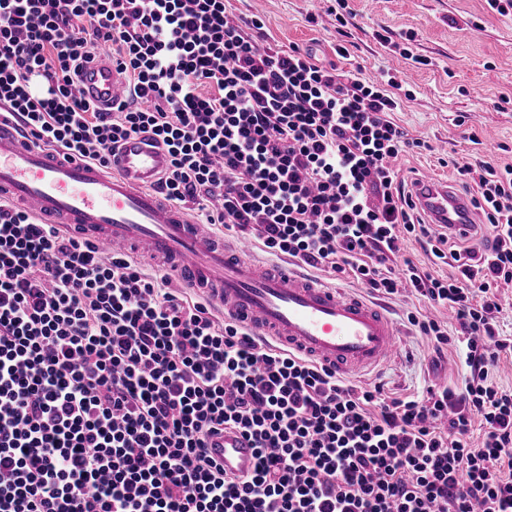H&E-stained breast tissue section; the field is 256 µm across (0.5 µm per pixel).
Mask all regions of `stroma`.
Returning <instances> with one entry per match:
<instances>
[{
    "label": "stroma",
    "mask_w": 512,
    "mask_h": 512,
    "mask_svg": "<svg viewBox=\"0 0 512 512\" xmlns=\"http://www.w3.org/2000/svg\"><path fill=\"white\" fill-rule=\"evenodd\" d=\"M238 20L260 18L263 44L310 48L317 57L345 70L371 76L392 68L404 76L410 100L393 118L423 149L399 161L402 178L429 171L455 183L448 159L512 164V18L500 16L486 0H348L345 35L325 0H224ZM415 32L411 57L392 49L406 32ZM349 50L337 58V43ZM412 301L386 300L401 331V356L377 370L372 382L392 392L419 394L434 382L461 383L468 373L455 352L438 356L425 337L407 324Z\"/></svg>",
    "instance_id": "obj_1"
}]
</instances>
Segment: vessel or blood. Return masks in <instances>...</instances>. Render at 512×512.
I'll return each mask as SVG.
<instances>
[{"mask_svg": "<svg viewBox=\"0 0 512 512\" xmlns=\"http://www.w3.org/2000/svg\"><path fill=\"white\" fill-rule=\"evenodd\" d=\"M79 86L84 98L109 112L125 101L127 76L98 51L81 68ZM169 163L162 146L133 135L104 169L34 144L21 126L0 116V199L110 251L155 260L256 339L275 340L337 376H364L396 359L398 327L383 307L299 269L252 262L247 240L226 247L158 190ZM413 199L431 223L468 230L469 205L446 181L420 178ZM209 452L225 473L246 476L255 468L256 450L242 436H214Z\"/></svg>", "mask_w": 512, "mask_h": 512, "instance_id": "vessel-or-blood-1", "label": "vessel or blood"}]
</instances>
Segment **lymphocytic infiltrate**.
I'll return each mask as SVG.
<instances>
[{
  "instance_id": "obj_1",
  "label": "lymphocytic infiltrate",
  "mask_w": 512,
  "mask_h": 512,
  "mask_svg": "<svg viewBox=\"0 0 512 512\" xmlns=\"http://www.w3.org/2000/svg\"><path fill=\"white\" fill-rule=\"evenodd\" d=\"M261 29L224 0H0V112L104 167L147 135L171 156L160 191L202 223L452 311L406 319L467 377L417 396L353 384L0 202V512H512V388L493 376L512 356V164H456L480 230L458 246L399 177L419 143L392 117L397 75L263 46ZM104 46L128 77L113 112L75 81ZM410 240L453 272L418 267ZM224 431L256 448L250 476L209 454Z\"/></svg>"
}]
</instances>
